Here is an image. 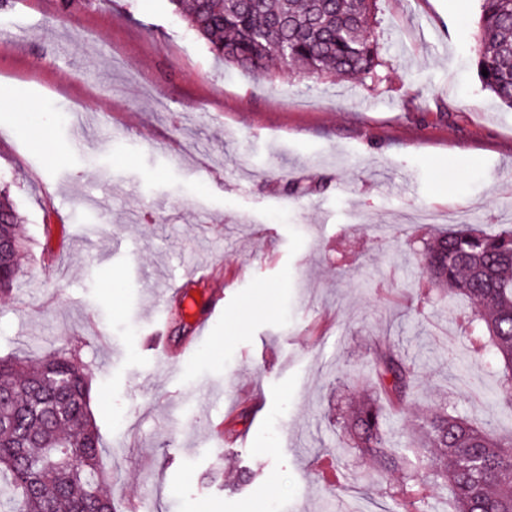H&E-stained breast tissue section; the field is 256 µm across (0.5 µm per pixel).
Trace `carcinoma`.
Masks as SVG:
<instances>
[{"instance_id":"1","label":"carcinoma","mask_w":512,"mask_h":512,"mask_svg":"<svg viewBox=\"0 0 512 512\" xmlns=\"http://www.w3.org/2000/svg\"><path fill=\"white\" fill-rule=\"evenodd\" d=\"M208 51L231 68L276 77L271 57L299 77L377 83L384 62L374 27L376 0H167ZM474 48L484 89L512 108V0H479ZM488 75H482V70ZM0 295L20 274V216L0 189ZM429 282L474 305L467 341L500 377L481 398L512 417V225L496 233L450 229L423 242ZM380 392L356 404L347 423L354 447L386 470L402 471L393 512H424L421 482L448 488L454 512H512V433L479 425L457 407L441 408L419 435L435 456L414 462L390 447V412L407 401L417 372L393 345L375 348ZM89 370L69 352L35 364L0 359V502L11 512H116L100 466L89 411Z\"/></svg>"}]
</instances>
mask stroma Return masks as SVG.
<instances>
[{
	"label": "stroma",
	"instance_id": "obj_1",
	"mask_svg": "<svg viewBox=\"0 0 512 512\" xmlns=\"http://www.w3.org/2000/svg\"><path fill=\"white\" fill-rule=\"evenodd\" d=\"M375 17L377 86L224 67L166 0L0 7V185L28 239L0 358L89 367L120 512H386L400 474L345 429L378 344L418 370L392 433L408 457L441 404L489 420L468 300L415 286L425 239L512 225V109L477 75L478 0Z\"/></svg>",
	"mask_w": 512,
	"mask_h": 512
}]
</instances>
